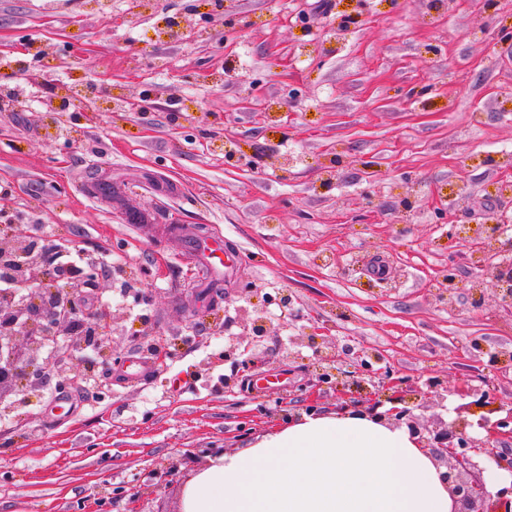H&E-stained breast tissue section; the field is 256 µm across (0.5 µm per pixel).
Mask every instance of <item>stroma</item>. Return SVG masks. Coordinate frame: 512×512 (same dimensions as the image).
Instances as JSON below:
<instances>
[{"label": "stroma", "instance_id": "35a3bbf8", "mask_svg": "<svg viewBox=\"0 0 512 512\" xmlns=\"http://www.w3.org/2000/svg\"><path fill=\"white\" fill-rule=\"evenodd\" d=\"M507 179L512 0H0V223L108 253L84 302L112 310L123 356L82 347L36 395L9 396L0 512H180L182 484L157 470L190 478L197 449L287 427L284 405L346 407L311 386L314 337L341 360L439 379L444 405L413 398L412 413L486 437L469 395L512 409V316L468 237L505 216L512 239ZM128 209L152 217L133 228ZM179 226L240 252L212 309ZM247 316L267 323L263 381L228 392L224 345ZM137 359L154 370L134 381ZM77 371L94 385L58 388Z\"/></svg>", "mask_w": 512, "mask_h": 512}]
</instances>
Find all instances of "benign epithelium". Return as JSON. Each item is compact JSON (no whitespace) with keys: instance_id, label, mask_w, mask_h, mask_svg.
<instances>
[{"instance_id":"1","label":"benign epithelium","mask_w":512,"mask_h":512,"mask_svg":"<svg viewBox=\"0 0 512 512\" xmlns=\"http://www.w3.org/2000/svg\"><path fill=\"white\" fill-rule=\"evenodd\" d=\"M481 244L482 271L496 281L499 304L512 312V241L502 242L495 234V225L485 222L476 230ZM18 279L23 283H37L29 300L20 302L14 294L0 291V397L22 388L33 393L49 377L51 364L42 361L38 352L44 338L65 336L72 345L65 346L64 358L72 356L71 346L85 342L90 336L108 338L113 334V314L102 310L84 313V289L98 281L95 267H88L76 275L69 268L53 262L50 250L33 247L28 250L27 263L20 269ZM246 335L229 337L224 348V361L239 366L242 371L251 368L247 354L266 332L263 320L255 318L244 324ZM334 355L322 358L324 365L315 374L313 386L335 385L358 396L367 394L368 407L364 413L382 422L406 426L420 447L427 451L452 500L451 512H512V482L490 490L483 473L490 469L512 477V452L496 449L488 442L467 432L471 426L462 419L451 426L429 429L420 424L410 410L400 407L405 395L393 397L396 406L385 413L378 412L384 402L370 396L368 386L396 388L402 385L389 375L374 371L372 363L362 356L350 361L342 370L333 365ZM478 426L494 438L512 436V411L489 422L480 418Z\"/></svg>"}]
</instances>
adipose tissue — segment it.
I'll use <instances>...</instances> for the list:
<instances>
[{
  "mask_svg": "<svg viewBox=\"0 0 512 512\" xmlns=\"http://www.w3.org/2000/svg\"><path fill=\"white\" fill-rule=\"evenodd\" d=\"M428 455L404 427L349 411L302 416L249 448L210 459L181 512H450Z\"/></svg>",
  "mask_w": 512,
  "mask_h": 512,
  "instance_id": "ef3b65f1",
  "label": "adipose tissue"
}]
</instances>
